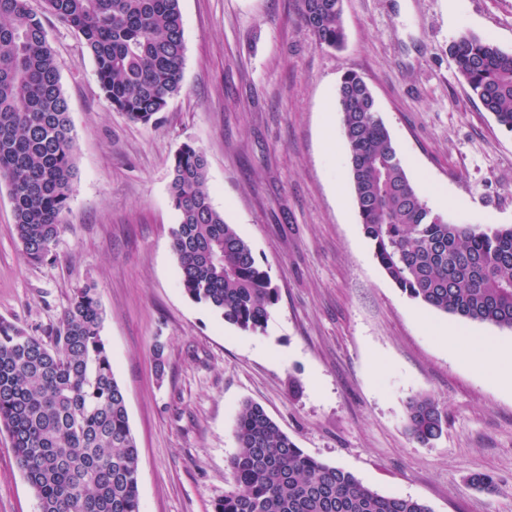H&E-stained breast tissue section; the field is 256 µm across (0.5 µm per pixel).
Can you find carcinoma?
Here are the masks:
<instances>
[{
	"instance_id": "obj_1",
	"label": "carcinoma",
	"mask_w": 512,
	"mask_h": 512,
	"mask_svg": "<svg viewBox=\"0 0 512 512\" xmlns=\"http://www.w3.org/2000/svg\"><path fill=\"white\" fill-rule=\"evenodd\" d=\"M46 3L81 36L112 109L133 123L156 122L183 80L180 0ZM297 14L318 46L343 44V0H297ZM450 55L483 109L512 132V52L463 34ZM338 112L361 224L387 277L433 310L512 329V225L456 224L429 207L406 175L370 87L353 72L341 78ZM75 154L43 20L27 0H0V181L17 240L33 263L49 256L60 234ZM171 174L181 287L225 323L258 331L278 290L251 245L212 206L203 151L183 145ZM103 324L92 284L73 291L48 342L0 320V428L39 512H140L139 448ZM406 419L422 444L448 426L447 412L424 394L407 402ZM234 437V486L214 512H432L305 453L257 404L243 405Z\"/></svg>"
}]
</instances>
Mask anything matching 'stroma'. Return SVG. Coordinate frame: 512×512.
Returning <instances> with one entry per match:
<instances>
[{
	"label": "stroma",
	"instance_id": "35a3bbf8",
	"mask_svg": "<svg viewBox=\"0 0 512 512\" xmlns=\"http://www.w3.org/2000/svg\"><path fill=\"white\" fill-rule=\"evenodd\" d=\"M183 82L156 123L105 99L78 35L47 17L76 134L77 178L48 259L29 263L0 182V319L53 336L94 284L139 448L141 512H212L229 490L233 429L260 404L305 453L432 512H512V393L433 329L512 347V329L434 311L386 276L365 237L337 107L342 75L372 89L412 184L458 224L512 225V133L458 74L464 33L512 52V0H343V47L315 44L296 0H180ZM207 158L212 206L251 245L279 299L243 332L191 301L170 231L171 162ZM162 357H155V346ZM448 428L422 445L406 403ZM476 473L498 490L474 487ZM0 512H39L0 429ZM407 430L416 441L429 444L439 439L448 426V414L424 394L416 395L406 405Z\"/></svg>",
	"mask_w": 512,
	"mask_h": 512
}]
</instances>
